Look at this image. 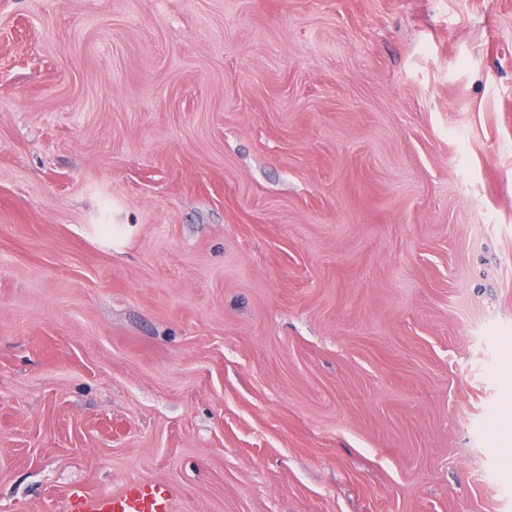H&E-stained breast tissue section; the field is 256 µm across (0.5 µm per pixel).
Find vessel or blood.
<instances>
[{"label":"vessel or blood","instance_id":"vessel-or-blood-1","mask_svg":"<svg viewBox=\"0 0 512 512\" xmlns=\"http://www.w3.org/2000/svg\"><path fill=\"white\" fill-rule=\"evenodd\" d=\"M176 494L172 484L144 480L128 481L110 493L75 485L63 498V512H172Z\"/></svg>","mask_w":512,"mask_h":512}]
</instances>
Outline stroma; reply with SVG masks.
Wrapping results in <instances>:
<instances>
[{"mask_svg":"<svg viewBox=\"0 0 512 512\" xmlns=\"http://www.w3.org/2000/svg\"><path fill=\"white\" fill-rule=\"evenodd\" d=\"M512 0H0V512H512ZM177 488L171 483L131 480L112 493L74 485L63 498L64 512H172Z\"/></svg>","mask_w":512,"mask_h":512,"instance_id":"1","label":"stroma"}]
</instances>
